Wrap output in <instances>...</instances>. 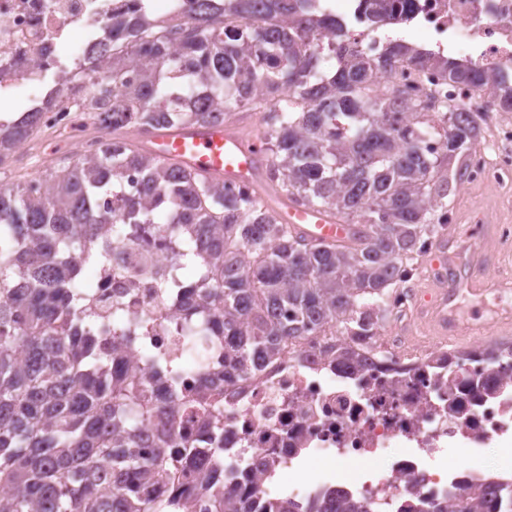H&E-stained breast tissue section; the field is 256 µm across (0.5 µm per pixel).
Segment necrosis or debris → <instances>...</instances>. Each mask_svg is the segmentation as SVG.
<instances>
[{
    "label": "necrosis or debris",
    "instance_id": "obj_1",
    "mask_svg": "<svg viewBox=\"0 0 512 512\" xmlns=\"http://www.w3.org/2000/svg\"><path fill=\"white\" fill-rule=\"evenodd\" d=\"M147 0H0V106L11 104L18 85L36 90L30 107L17 109V121L66 136L77 125L89 128L79 151L90 155L100 138L95 128L112 124L108 112L78 116L87 104L88 73L105 63L99 45L108 39L112 19ZM343 33L318 30L316 51L332 42L359 54L379 53L380 28H423L432 38L422 45L435 58L474 63L485 75L512 84V0H382L390 13L384 26L367 17L371 0H346ZM85 39L69 64L59 48L73 29ZM381 90L395 91L421 111L436 114L448 103L481 111L494 136L467 153L468 180L494 185L512 179V115L500 97L464 95L448 79L447 68L396 58L376 77ZM166 244L126 238L115 247L100 278L105 305H120L128 319L144 322V344L172 358L186 349L171 328L181 302L164 298L161 276L169 265ZM413 295L399 288L386 303L392 327L372 336H348L357 354L340 364L335 336L325 332L284 343L280 354L229 383L222 393L219 419L224 450L247 462L246 475L224 480L243 495L271 497L283 473L295 475L292 498L306 499L326 489L369 500L373 512H391L394 503L423 495L452 496L468 483L498 482L493 471L467 468L464 457L483 448L512 446V348L490 351L484 338H470L456 359L437 336L413 331ZM175 431L197 446L198 471H208L214 453L207 443L214 428L205 413L181 409ZM458 451L459 462L434 467L443 449ZM328 455L359 464L364 476L353 482L343 474L311 471L310 460Z\"/></svg>",
    "mask_w": 512,
    "mask_h": 512
}]
</instances>
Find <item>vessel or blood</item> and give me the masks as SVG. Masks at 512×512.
<instances>
[{
  "mask_svg": "<svg viewBox=\"0 0 512 512\" xmlns=\"http://www.w3.org/2000/svg\"><path fill=\"white\" fill-rule=\"evenodd\" d=\"M150 142L157 156L178 161L205 176L251 179L265 163L253 139L223 126L157 132ZM281 217L312 243H336L347 237V225L331 221L314 209L291 206Z\"/></svg>",
  "mask_w": 512,
  "mask_h": 512,
  "instance_id": "obj_1",
  "label": "vessel or blood"
}]
</instances>
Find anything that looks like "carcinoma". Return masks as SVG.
Instances as JSON below:
<instances>
[{
    "instance_id": "1",
    "label": "carcinoma",
    "mask_w": 512,
    "mask_h": 512,
    "mask_svg": "<svg viewBox=\"0 0 512 512\" xmlns=\"http://www.w3.org/2000/svg\"><path fill=\"white\" fill-rule=\"evenodd\" d=\"M184 0L185 26L161 25L145 13L112 19V43L101 44L106 68L89 77L95 105L125 124L123 143L108 137L99 153H76L41 176L38 195L23 185H0V512H193L191 492L149 498L161 484H203L214 512H372L346 496L242 501L224 487V456L212 473L193 471L189 438H174L171 419L199 401L208 385L187 382L189 369L151 349L143 372L124 369L122 353L136 326L115 307L101 319L92 309L98 285L77 286L84 267H104V231L137 224L144 241L173 238L174 262L164 287L196 300L182 306L193 349L224 340V382L276 357L290 337L333 327L367 336L388 288L411 269L448 224L451 183L467 177L460 164L482 127L477 112L451 108L441 124L424 112L390 119L396 99L369 93L376 71L399 56L423 60L417 46L390 42L373 58L344 53L327 73L303 41L315 29L342 25L311 10L308 0ZM278 14L243 36L224 17L252 21ZM145 65L130 80V64ZM449 78L474 93L508 92L474 68L449 69ZM262 113V184L224 193L222 177L166 161L140 142L152 132L222 125L242 112ZM443 130L442 151L424 142ZM32 125L0 124V148L31 135ZM129 169L141 186L127 190ZM274 192L352 225L348 241L305 242L279 220ZM112 197V210L94 206ZM166 223L158 224L159 213ZM194 264L197 280L178 271ZM170 399L160 445L140 449L136 422L159 418L152 390ZM494 497L512 512V496L467 485L448 508L421 498L399 512H479Z\"/></svg>"
}]
</instances>
